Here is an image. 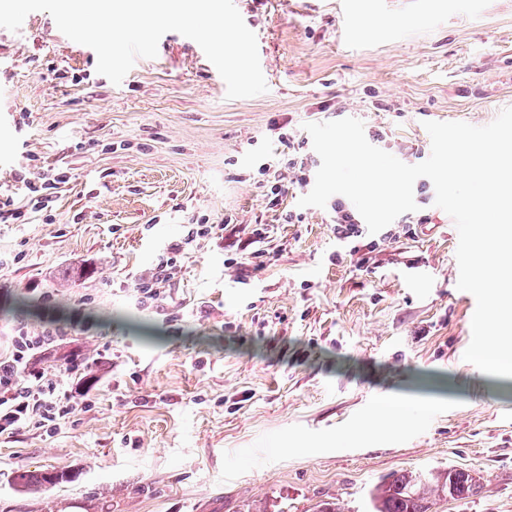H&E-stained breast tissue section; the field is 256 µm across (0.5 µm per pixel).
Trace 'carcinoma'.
<instances>
[{"label":"carcinoma","instance_id":"obj_1","mask_svg":"<svg viewBox=\"0 0 512 512\" xmlns=\"http://www.w3.org/2000/svg\"><path fill=\"white\" fill-rule=\"evenodd\" d=\"M66 478V473L53 470H22L15 475L16 484L29 492L53 486ZM478 488L479 481L472 474L457 469L436 474H393L375 487L372 512H430V495L441 491L457 499L476 493Z\"/></svg>","mask_w":512,"mask_h":512}]
</instances>
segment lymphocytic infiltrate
<instances>
[{"label": "lymphocytic infiltrate", "mask_w": 512, "mask_h": 512, "mask_svg": "<svg viewBox=\"0 0 512 512\" xmlns=\"http://www.w3.org/2000/svg\"><path fill=\"white\" fill-rule=\"evenodd\" d=\"M16 178L27 189L28 202L18 206L12 197H0V222L4 224H23L29 215L46 210L60 182L59 175L33 171L28 164ZM74 332V324L52 319L44 321L35 333L21 322L0 347V435L32 429L53 431L76 413L79 403L67 381L79 371L77 360L69 355L55 369L43 366L72 342Z\"/></svg>", "instance_id": "lymphocytic-infiltrate-1"}]
</instances>
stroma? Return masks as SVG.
Listing matches in <instances>:
<instances>
[{"mask_svg":"<svg viewBox=\"0 0 512 512\" xmlns=\"http://www.w3.org/2000/svg\"><path fill=\"white\" fill-rule=\"evenodd\" d=\"M257 36L268 90L242 99L200 46L164 34L121 84L50 14L0 28V188L27 197L26 155L67 175L53 223H0V341L18 320L76 323L89 353L76 380L88 406L56 433L0 435V512H369L393 474L467 471L474 495L431 512H512V390L464 361L474 296L457 287L456 228L427 223L375 251L339 242L330 208L279 205L260 172L305 126L348 117L374 146L414 165L425 122H492L512 106V0L367 9L352 32L340 0H236ZM301 212V223L285 221ZM239 229L177 257L165 294L134 283L191 223ZM265 266L238 276L254 226ZM67 267L92 279L62 286ZM418 412L376 430L385 397ZM69 481L19 491L18 469Z\"/></svg>","mask_w":512,"mask_h":512,"instance_id":"obj_1","label":"stroma"}]
</instances>
